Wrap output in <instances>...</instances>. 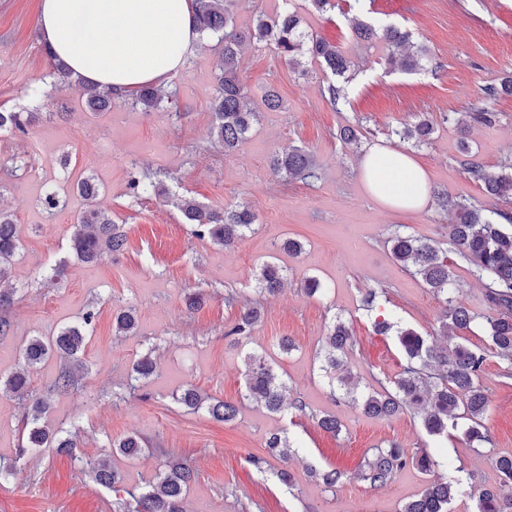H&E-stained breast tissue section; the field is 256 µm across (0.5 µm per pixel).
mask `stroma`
Listing matches in <instances>:
<instances>
[{
  "label": "stroma",
  "mask_w": 512,
  "mask_h": 512,
  "mask_svg": "<svg viewBox=\"0 0 512 512\" xmlns=\"http://www.w3.org/2000/svg\"><path fill=\"white\" fill-rule=\"evenodd\" d=\"M38 6L39 0H0V106L43 113L27 134L0 131V207L13 213L20 239L9 282L16 290L6 312L10 329L0 335V374L17 367L26 338L55 335L89 310L95 318L87 329L78 390L51 392L60 359L30 374L33 394L50 402L43 424L55 431L77 429L73 455L37 448L18 456L28 402L0 390V460L17 463L15 476L0 483V512H115V493L83 471V462L108 460L123 487L139 492L171 456L196 472L186 492L187 512H400L422 491L427 475L409 467L378 488L356 477L374 449L393 442L447 458L448 478L465 490L451 510L474 512V493L499 482L496 456L512 455V387L498 382L502 360L492 352L486 356L484 427L490 444L478 454L462 433L429 436L414 412L391 420L365 416L358 404L333 393L319 352L341 319L356 341L345 360L357 395L400 372L404 355L396 334H376L361 305L369 288L387 291L378 314L424 336L437 331L443 299L392 258L388 239L400 230L441 240L452 217L430 202L414 213L387 209L371 197L359 167L366 150L387 146L412 155L432 191L495 207L467 162L492 172L512 167V96L493 102L492 124L468 126L464 119L483 85L512 76V0H358L354 12L363 20L401 26L428 47V69L412 74L378 64L376 51L351 39L339 11L327 22L305 15L302 30L342 46L353 63L347 96L336 104L326 92L333 77L318 61L303 57L296 70L263 44L246 45L241 77L251 102H259L271 85L286 107L263 112L230 156L210 138L215 39L201 38L196 53L167 83L176 94L174 104L149 114L124 105L95 114L77 88L51 76L38 34ZM61 102L66 114L58 119ZM417 114L435 127L430 143L421 147L399 137ZM347 126L366 131V138L344 144L340 131ZM292 146L313 154L316 179L285 181L271 173V153ZM146 169L160 172L167 196H130L129 181ZM86 175L98 184V205L128 239L122 254L95 263L78 261L69 249L71 226L85 208L75 187ZM49 186L64 202L52 213L41 203ZM183 196L213 208L247 204L259 227L229 249L198 238L175 206ZM287 238L302 243L301 254L277 251ZM62 260L66 276L51 283L52 269ZM269 260L284 269L287 282L280 295L262 297L254 274ZM451 270L457 301L486 313L483 284L470 265L458 258ZM311 278L322 285L313 296L304 291ZM192 294L201 295L202 304L190 310L186 299ZM247 301L260 302L262 318L249 338L235 342L224 332ZM129 306L139 326L116 334L114 315ZM284 337L294 344L287 353L278 347ZM249 351L265 355L286 381L282 412L244 400ZM146 353L153 354L157 369L149 380L131 385V366ZM189 385L236 402L237 418L224 423L181 407L176 397ZM297 400L303 410L294 409ZM326 413L339 418V435L318 426ZM273 432L286 433L293 447V481L287 485L277 477L279 460L265 447ZM129 435L146 443L143 455L112 452L113 441ZM256 458L263 459L262 468L253 466ZM333 468L349 479L332 492L314 473Z\"/></svg>",
  "instance_id": "35a3bbf8"
}]
</instances>
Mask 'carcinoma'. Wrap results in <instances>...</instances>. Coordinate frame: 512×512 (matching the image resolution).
<instances>
[{
	"mask_svg": "<svg viewBox=\"0 0 512 512\" xmlns=\"http://www.w3.org/2000/svg\"><path fill=\"white\" fill-rule=\"evenodd\" d=\"M196 23L199 34L217 38L221 46L217 75V89L212 102V138L214 144L230 155L245 139L252 125L258 120L259 110L247 104L248 89L240 78V51L251 41H264L286 63L300 65V57L308 54L319 61L323 70L343 79L352 80L349 75L351 61L339 45L325 38L300 30L301 17L295 0H281L272 15L260 13L254 17L253 25L243 28L236 24L234 7L238 0H194ZM352 39L363 43L369 49L381 52V59L389 66L398 65L407 72L423 69L427 50L414 44L407 30L396 26L381 31L364 21L350 18ZM53 74L68 83H78L83 89L86 106L94 113L106 112L116 104L131 105L142 112H154L161 107L166 93L153 85L142 86L132 98L113 93L109 89L73 78L66 66L53 60ZM512 94V79L491 83L482 88V100L470 107L467 116L474 122L490 124L495 113L489 103L502 94ZM36 112L0 111V130L27 134L28 127L36 120ZM434 133L432 122L419 117L404 126L401 138L415 146H423ZM273 174L287 180L306 181L316 176L315 163L309 152L302 147L288 151H277L270 158ZM470 172L483 183L487 196L505 204L512 203V174L494 173L479 164L471 166ZM132 196L136 199L154 195L164 197L168 189L163 181L149 173L133 177L129 183ZM77 193L87 201L86 209L79 214L72 225L70 237L73 255L80 261L95 262L108 252L121 253L126 246V235L112 217L94 205L99 188L94 177L86 176L76 184ZM437 206L455 216V222L448 225V238L454 253L468 261L472 272L484 286V300L489 314L482 317L471 312L451 295V263L448 251L428 241H422L411 234L394 232L388 240L392 257L405 268L413 271L432 291L444 299L446 311L440 323V331L448 336L454 331L470 329L477 319L483 320V330L488 349L508 364L503 378H512V219L503 224L506 217L502 210L484 209L453 200L444 194L434 195ZM184 222L194 225L193 233L199 238L207 237L213 243L231 247L257 226L256 213L246 204L216 209L198 203L191 197H183L177 203ZM20 241L13 214L0 208V283L11 278L13 259ZM260 294L276 296L283 290L285 275L282 268L273 262L262 263L255 273ZM261 310L247 304L239 310L227 336L248 337L260 322ZM115 332L127 334L137 328L138 319L131 309L116 313ZM404 351L405 363L401 373L389 387H381L362 399L361 409L367 416L391 419L415 407L421 414V423L427 433L434 437L448 435V428H464L469 447L480 451L481 445L489 442L482 432L483 418L487 410L486 388L484 386V363L486 350L464 342L455 344L451 351L439 349L430 344L426 337L412 328L397 330ZM85 332L79 326H66L53 336H32L20 348V362L24 371L14 372L6 377L0 375L4 389L25 392L28 388L26 370L33 369L56 355L64 361L55 387L68 390L81 380L83 361L80 353L85 348ZM355 346L351 329L337 321L326 336L323 371L331 385L351 393L353 374L339 355ZM245 397L260 404L266 410L276 413L281 410L283 393L287 384L268 365L260 354L246 355ZM156 364L146 354L137 360L130 379L138 382L151 377ZM178 403L190 411L207 409L209 415L220 422H231L238 414L237 406L228 401L209 400L193 387L182 391ZM47 402L36 397L26 415L28 428L26 446L18 449L23 457L32 448H57L70 452L76 442L70 434L62 431L50 432L40 426ZM116 451L127 457L142 453L141 442L134 436H127L112 442ZM269 453L282 460L288 459L290 442L286 435L273 433L267 439ZM499 485L483 488L476 497V512H512V455L496 459ZM94 480L101 486L116 488L121 482L120 475L107 463L94 465L90 462ZM414 466L424 473L448 468V459H436L424 448H406L390 443L364 461L358 476L373 487L385 485L399 471ZM325 487L334 489L344 483L349 475L341 470L314 471ZM192 480L190 466L178 459L167 464V469L158 475L148 490L132 497V501L120 505L126 512H185L183 506L185 491ZM465 494L458 480L443 478L428 482L422 492L406 502L401 512H450V505Z\"/></svg>",
	"mask_w": 512,
	"mask_h": 512,
	"instance_id": "cac0c4a2",
	"label": "carcinoma"
}]
</instances>
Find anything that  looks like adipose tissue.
Returning <instances> with one entry per match:
<instances>
[{"instance_id": "1", "label": "adipose tissue", "mask_w": 512, "mask_h": 512, "mask_svg": "<svg viewBox=\"0 0 512 512\" xmlns=\"http://www.w3.org/2000/svg\"><path fill=\"white\" fill-rule=\"evenodd\" d=\"M37 22L51 55L73 74L125 95L165 85L199 45L193 0H40ZM360 176L391 210L427 202L426 174L407 153L373 146Z\"/></svg>"}]
</instances>
